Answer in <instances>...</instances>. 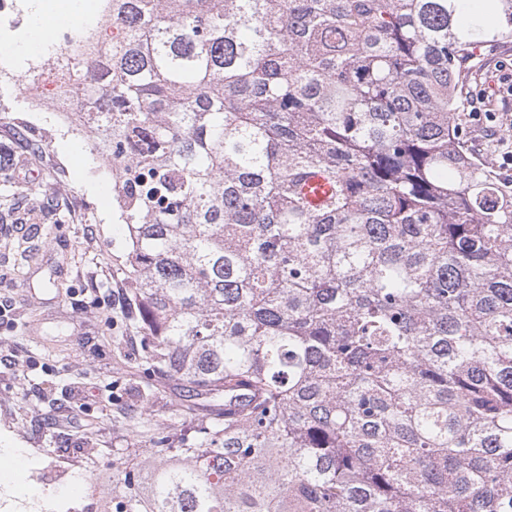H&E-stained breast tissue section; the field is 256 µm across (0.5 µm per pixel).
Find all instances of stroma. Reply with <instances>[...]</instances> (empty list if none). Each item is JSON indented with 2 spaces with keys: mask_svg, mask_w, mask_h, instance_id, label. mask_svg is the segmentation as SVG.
Returning <instances> with one entry per match:
<instances>
[{
  "mask_svg": "<svg viewBox=\"0 0 512 512\" xmlns=\"http://www.w3.org/2000/svg\"><path fill=\"white\" fill-rule=\"evenodd\" d=\"M469 93L484 112L512 114V51L478 52ZM48 133L0 127V145L29 167L11 171L0 198V474L24 484L8 448H45L59 458L94 456V474L111 473L123 448L168 424L182 389L177 381L142 407L135 376L138 331L113 298L125 283L116 267L126 252L112 175L83 140L39 116ZM11 357L15 368L2 364Z\"/></svg>",
  "mask_w": 512,
  "mask_h": 512,
  "instance_id": "1",
  "label": "stroma"
}]
</instances>
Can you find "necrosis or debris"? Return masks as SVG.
<instances>
[{"label":"necrosis or debris","mask_w":512,"mask_h":512,"mask_svg":"<svg viewBox=\"0 0 512 512\" xmlns=\"http://www.w3.org/2000/svg\"><path fill=\"white\" fill-rule=\"evenodd\" d=\"M109 10V0H82L72 30L60 32L44 53L0 61V87H21L24 100L18 110L9 97L0 98V125L50 112L60 128L85 139L88 149L98 148V141L88 137L94 102L78 89L73 73L83 61L121 39L119 27L109 22ZM48 457L45 449H38L32 476L40 495L21 497L12 484L0 482V512H112L111 494L89 476L84 461L51 465Z\"/></svg>","instance_id":"1"}]
</instances>
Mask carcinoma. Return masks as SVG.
Returning <instances> with one entry per match:
<instances>
[{
  "instance_id": "1",
  "label": "carcinoma",
  "mask_w": 512,
  "mask_h": 512,
  "mask_svg": "<svg viewBox=\"0 0 512 512\" xmlns=\"http://www.w3.org/2000/svg\"><path fill=\"white\" fill-rule=\"evenodd\" d=\"M110 2L74 76L137 367L196 419L112 512H512V187L462 94L512 0Z\"/></svg>"
}]
</instances>
